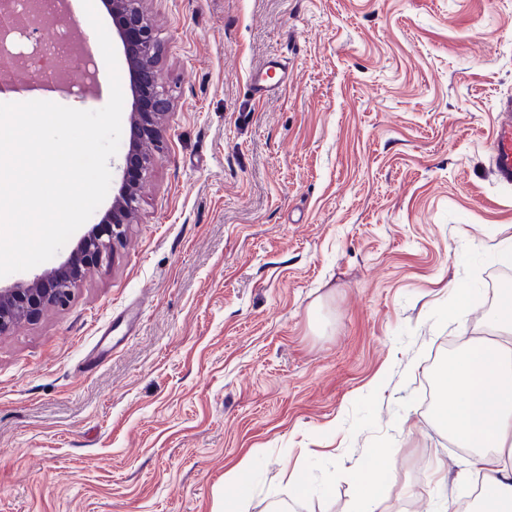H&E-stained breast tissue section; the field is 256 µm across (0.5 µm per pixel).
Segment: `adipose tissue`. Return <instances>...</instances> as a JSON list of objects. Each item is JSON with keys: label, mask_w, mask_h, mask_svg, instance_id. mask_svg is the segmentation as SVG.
Returning a JSON list of instances; mask_svg holds the SVG:
<instances>
[{"label": "adipose tissue", "mask_w": 512, "mask_h": 512, "mask_svg": "<svg viewBox=\"0 0 512 512\" xmlns=\"http://www.w3.org/2000/svg\"><path fill=\"white\" fill-rule=\"evenodd\" d=\"M500 334L467 345L435 371L433 419L469 452L482 478L473 512H512V292L495 312Z\"/></svg>", "instance_id": "ef3b65f1"}]
</instances>
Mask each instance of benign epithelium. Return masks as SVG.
<instances>
[{
  "mask_svg": "<svg viewBox=\"0 0 512 512\" xmlns=\"http://www.w3.org/2000/svg\"><path fill=\"white\" fill-rule=\"evenodd\" d=\"M105 3L112 12L132 77L129 149L124 158L123 179L100 220L101 230L83 236L61 265L29 281L0 289V333L39 316L48 306L65 305L82 269L100 267L113 257L128 225L136 218L141 182L164 149L160 125L170 102L157 72L155 31L141 7L142 0Z\"/></svg>",
  "mask_w": 512,
  "mask_h": 512,
  "instance_id": "obj_1",
  "label": "benign epithelium"
}]
</instances>
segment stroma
<instances>
[{
    "instance_id": "stroma-1",
    "label": "stroma",
    "mask_w": 512,
    "mask_h": 512,
    "mask_svg": "<svg viewBox=\"0 0 512 512\" xmlns=\"http://www.w3.org/2000/svg\"><path fill=\"white\" fill-rule=\"evenodd\" d=\"M142 7L164 154L113 259L0 335V512H216L248 455L247 512H449L476 475L425 391L512 267V0ZM276 69L282 70V68L280 67L279 62L277 60L271 59V60L268 61L266 66L255 70V72L253 74V77H252V80H251V87H252V91L254 92V94L256 96H258L259 98L265 97L268 94H270V93L274 92L275 90L279 89V87H282L283 85H286V82L288 80V75L286 74L285 71L283 72L284 73V78L281 81L279 80L275 84H269L267 82V78L271 77L269 75V72L270 71H274L275 72ZM285 74H286V78H285ZM494 175L498 182L512 184V100L503 103L498 113L493 138Z\"/></svg>"
}]
</instances>
